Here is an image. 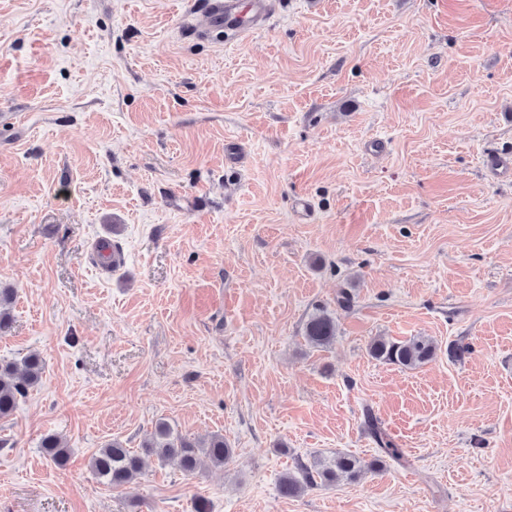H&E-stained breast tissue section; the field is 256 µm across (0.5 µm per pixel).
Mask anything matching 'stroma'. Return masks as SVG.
Instances as JSON below:
<instances>
[{
	"mask_svg": "<svg viewBox=\"0 0 512 512\" xmlns=\"http://www.w3.org/2000/svg\"><path fill=\"white\" fill-rule=\"evenodd\" d=\"M203 2L0 0V361L44 363L0 512H512V0H269L239 40ZM415 336L416 368L368 351ZM161 422L233 462L93 473ZM338 453L357 479L280 495ZM336 338V324L325 313L312 316L306 324V339L314 348L330 345ZM369 430L377 444V446L388 456L393 459L401 460L402 453L397 448L394 441L389 437V435L382 430V428L378 425L377 421L372 417L368 420ZM143 466L144 457L117 439L105 444L90 460L93 472L112 487L131 483L140 475Z\"/></svg>",
	"mask_w": 512,
	"mask_h": 512,
	"instance_id": "1",
	"label": "stroma"
}]
</instances>
